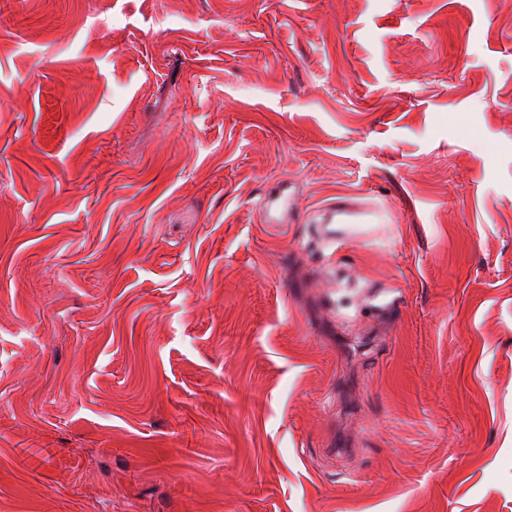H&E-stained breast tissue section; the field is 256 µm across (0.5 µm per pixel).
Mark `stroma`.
I'll use <instances>...</instances> for the list:
<instances>
[{"instance_id": "obj_1", "label": "stroma", "mask_w": 512, "mask_h": 512, "mask_svg": "<svg viewBox=\"0 0 512 512\" xmlns=\"http://www.w3.org/2000/svg\"><path fill=\"white\" fill-rule=\"evenodd\" d=\"M0 512H512V0H0ZM259 209L266 224H293L296 205L291 186L283 183L273 192L264 194L259 200ZM374 214L375 212L371 210L351 209L340 202L323 209L320 216L328 224H335L336 218L340 224H368Z\"/></svg>"}]
</instances>
